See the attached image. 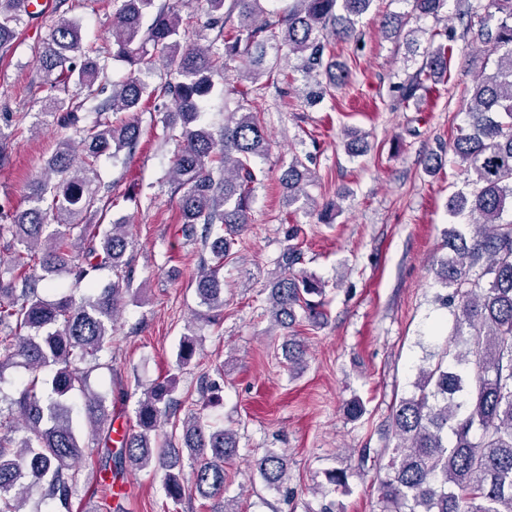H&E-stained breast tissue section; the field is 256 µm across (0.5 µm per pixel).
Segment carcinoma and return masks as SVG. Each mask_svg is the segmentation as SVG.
<instances>
[{
  "mask_svg": "<svg viewBox=\"0 0 512 512\" xmlns=\"http://www.w3.org/2000/svg\"><path fill=\"white\" fill-rule=\"evenodd\" d=\"M373 0H290L284 16L255 24L259 0H231L240 25L224 31L225 0H207L211 24L219 27L222 47L191 41L171 0H113L112 40L86 48L80 25L58 19L38 62L44 84L53 90L71 83L84 91L78 102L55 95L41 112L73 136L59 141L43 174L32 181L30 206L6 210L12 242L7 271H0V380L12 368L29 373L25 384L5 397L10 422H0V512H43L54 503L70 512L80 483L84 456L82 429L74 426L70 398L83 400L84 424L93 434L108 430L112 418L105 399L90 389L89 372L112 341L119 304L132 291L128 269L133 242L125 223L84 224L97 200L93 186L98 159L126 149L141 136L144 98H167L162 112L167 139L176 142L172 177L181 191L183 235L208 248L214 264L201 261L195 280L202 304L224 308L220 271L232 255L235 237L251 223L250 200L258 183L253 161L270 141L254 112H234L219 135L198 124L203 98L224 75L227 61L239 58L245 78H275L269 52L298 61L306 79L303 93L314 102L347 73L336 64L332 45L359 40V18ZM408 13L383 22L384 32L410 46L418 42L415 22L437 17L447 0H411ZM480 18L478 39L492 61L475 75L465 125L457 129L451 150L472 191L448 200L454 216L472 220L470 235L448 232V255L437 276L449 289L442 305L454 316L456 344L449 359L439 358L418 371L412 395L392 413L396 444L380 479L383 512H512V0H490ZM21 0H0V49L17 35ZM454 36L429 43L420 66L392 86L394 101L409 108L444 81L453 55ZM127 63L130 74L109 82L112 61ZM158 60L172 69L159 86L142 78ZM95 117L82 123L88 101ZM126 112L111 120L108 113ZM311 172L300 159L280 183L285 204L309 200ZM301 251L287 246L277 264L287 270L269 284V313L274 326L288 329L298 317L323 318L324 286L315 277L290 272ZM112 269V287L75 298L61 294L46 300L39 283L67 271L75 281H91L94 272ZM197 341L186 333L177 352V372L142 390L135 408L136 429L115 455V466L164 470L167 496L175 502L196 494L213 501L212 512H239L224 497V462L236 453V433L209 424L199 412L176 419L177 373L196 355ZM290 368L300 373L305 350L285 343ZM171 426V432L164 431ZM188 461L189 475L183 473ZM262 483L280 490L288 481L285 454L267 448L256 460Z\"/></svg>",
  "mask_w": 512,
  "mask_h": 512,
  "instance_id": "cac0c4a2",
  "label": "carcinoma"
}]
</instances>
